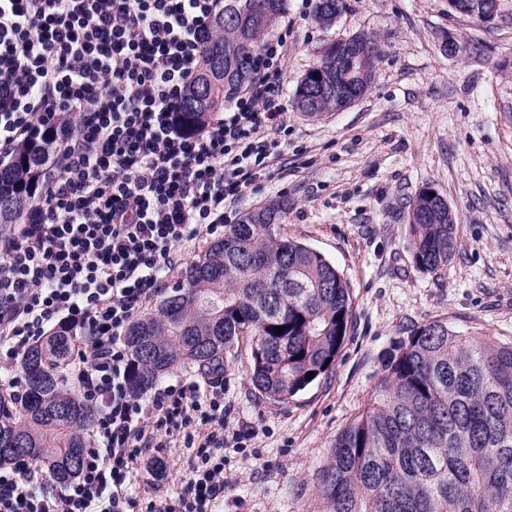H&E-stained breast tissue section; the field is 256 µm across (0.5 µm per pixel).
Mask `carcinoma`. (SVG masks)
<instances>
[{"instance_id":"1","label":"carcinoma","mask_w":512,"mask_h":512,"mask_svg":"<svg viewBox=\"0 0 512 512\" xmlns=\"http://www.w3.org/2000/svg\"><path fill=\"white\" fill-rule=\"evenodd\" d=\"M482 0H453V12L485 23ZM287 0H224L218 37L201 52L185 91L181 122L192 134L224 110L255 77V60ZM348 0H316L315 19L342 14ZM365 81L380 47L364 33ZM356 49L338 40L298 83L297 108L336 109L352 80ZM55 128L19 143L0 160V239L31 223L64 134ZM409 205L408 248L415 265L436 274L456 250L446 206ZM288 200L280 198L224 228L151 312L134 320L125 343L130 387L140 393L181 363L204 371L250 337L248 378L259 393L285 402L335 363L354 317L349 283L310 247L281 234ZM283 327L281 333L275 327ZM77 329L61 324L21 360L17 390L0 393V465L41 463L59 485L75 479L96 417L65 376ZM328 512H512V343L467 336L430 321L389 354L380 387L335 439L323 471Z\"/></svg>"}]
</instances>
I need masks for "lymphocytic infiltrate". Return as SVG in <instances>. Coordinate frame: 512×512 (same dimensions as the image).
I'll use <instances>...</instances> for the list:
<instances>
[{
	"instance_id": "lymphocytic-infiltrate-1",
	"label": "lymphocytic infiltrate",
	"mask_w": 512,
	"mask_h": 512,
	"mask_svg": "<svg viewBox=\"0 0 512 512\" xmlns=\"http://www.w3.org/2000/svg\"><path fill=\"white\" fill-rule=\"evenodd\" d=\"M222 0H0V157L69 113L75 131L32 223L0 247V374L48 327L78 324L71 373L96 409L79 475L54 487L29 462L0 466V512H130L143 449L181 433L198 462L145 512H208L223 496L224 370L149 401L129 387L124 335L178 252L219 237L270 175L287 133L288 36L256 79L187 134L179 111Z\"/></svg>"
}]
</instances>
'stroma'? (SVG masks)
Listing matches in <instances>:
<instances>
[{
  "mask_svg": "<svg viewBox=\"0 0 512 512\" xmlns=\"http://www.w3.org/2000/svg\"><path fill=\"white\" fill-rule=\"evenodd\" d=\"M315 0H288L285 93L328 43L366 33L380 46L371 85L343 111L288 108V137L271 178L242 216L284 196L280 231L321 253L348 281L355 307L331 370L279 403L250 383V343L224 363V477L211 512H326L319 484L331 447L374 397L399 340L442 320L470 336L512 342V0L488 24L448 0H350L336 22ZM462 50L448 55L447 41ZM426 183L456 215V252L438 274L407 248L406 215ZM164 467H156L155 457ZM196 451L182 440L143 452L131 493L175 497Z\"/></svg>",
  "mask_w": 512,
  "mask_h": 512,
  "instance_id": "stroma-1",
  "label": "stroma"
}]
</instances>
